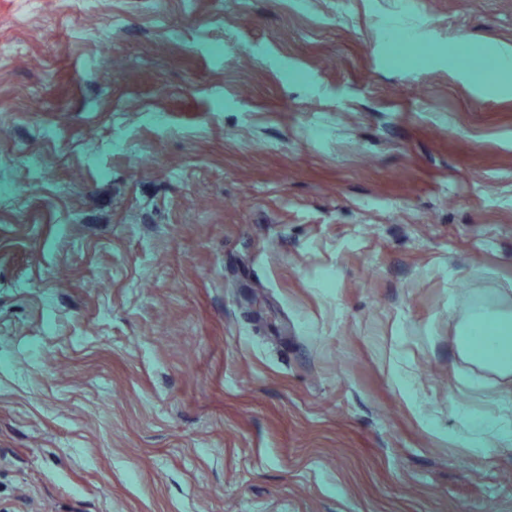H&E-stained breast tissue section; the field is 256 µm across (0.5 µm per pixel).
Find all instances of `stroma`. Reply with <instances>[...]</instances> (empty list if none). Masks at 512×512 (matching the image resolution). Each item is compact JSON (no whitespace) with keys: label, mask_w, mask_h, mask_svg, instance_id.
Returning a JSON list of instances; mask_svg holds the SVG:
<instances>
[{"label":"stroma","mask_w":512,"mask_h":512,"mask_svg":"<svg viewBox=\"0 0 512 512\" xmlns=\"http://www.w3.org/2000/svg\"><path fill=\"white\" fill-rule=\"evenodd\" d=\"M412 2L0 0V512H512V0ZM461 349L483 366L503 374L512 373L510 356L501 353L500 342L493 336H486L482 344H476L470 336H461Z\"/></svg>","instance_id":"obj_1"}]
</instances>
